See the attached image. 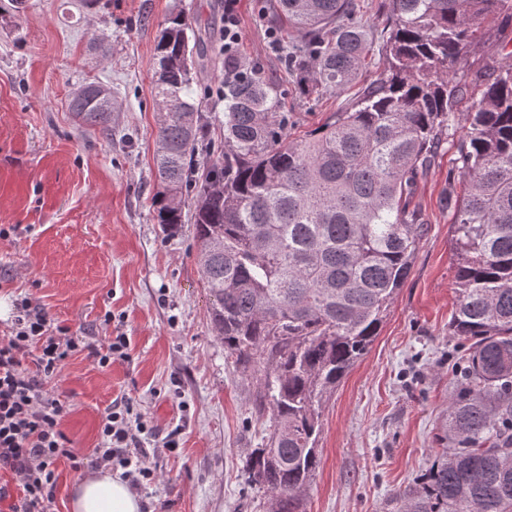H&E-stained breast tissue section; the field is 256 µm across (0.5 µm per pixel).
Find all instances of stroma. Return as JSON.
I'll list each match as a JSON object with an SVG mask.
<instances>
[{"instance_id":"obj_1","label":"stroma","mask_w":512,"mask_h":512,"mask_svg":"<svg viewBox=\"0 0 512 512\" xmlns=\"http://www.w3.org/2000/svg\"><path fill=\"white\" fill-rule=\"evenodd\" d=\"M181 10L211 31L224 26V0H29L0 22V338L23 297L84 342L128 336V360L104 367L76 351L47 383L73 447H98L103 417L126 397L159 430L141 437L156 471L137 490L142 512H272L243 473L270 432L254 405L257 377L227 362L212 327L194 225L170 234L153 218L154 47ZM270 10V0H240L238 58L279 85L298 138L350 106L378 69L310 100L268 49ZM96 39L101 49H91ZM223 80V64L203 57L192 96L215 122L203 167L224 147ZM90 82L112 93L111 135L68 108ZM455 157L445 146L419 183L412 204L428 227L410 274L368 352L322 405L321 461L303 512H394L395 492L421 481L446 445L453 370L468 355L448 329L458 290L443 196ZM174 428L180 446L170 450Z\"/></svg>"}]
</instances>
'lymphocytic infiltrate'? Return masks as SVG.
I'll return each mask as SVG.
<instances>
[{
    "mask_svg": "<svg viewBox=\"0 0 512 512\" xmlns=\"http://www.w3.org/2000/svg\"><path fill=\"white\" fill-rule=\"evenodd\" d=\"M82 342L79 336H54L45 314L26 298L10 335L0 339V472L18 491L9 512H51L57 462L68 460L76 471L84 465L87 457L71 448L60 428L63 407L47 387ZM27 357L29 369L23 365ZM146 430L131 401L114 403L101 426V445L89 458L97 467L121 469L130 485L151 483L155 471L136 445Z\"/></svg>",
    "mask_w": 512,
    "mask_h": 512,
    "instance_id": "1",
    "label": "lymphocytic infiltrate"
}]
</instances>
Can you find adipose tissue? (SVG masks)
I'll return each instance as SVG.
<instances>
[{"instance_id":"1","label":"adipose tissue","mask_w":512,"mask_h":512,"mask_svg":"<svg viewBox=\"0 0 512 512\" xmlns=\"http://www.w3.org/2000/svg\"><path fill=\"white\" fill-rule=\"evenodd\" d=\"M71 512H141L142 503L126 481L101 469L78 479L70 498Z\"/></svg>"}]
</instances>
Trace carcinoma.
Here are the masks:
<instances>
[{"mask_svg": "<svg viewBox=\"0 0 512 512\" xmlns=\"http://www.w3.org/2000/svg\"><path fill=\"white\" fill-rule=\"evenodd\" d=\"M383 69L352 107L302 139L260 71L224 58V151L199 169L208 120L191 99L204 37L180 11L156 38L158 223L193 220L211 320L238 369L260 376L271 412L248 482L300 512L320 465L323 402L379 334L427 229L411 206L444 144L456 148L451 214L458 302L449 324L469 343L448 406V447L397 512H512V51L465 72L484 25L512 0H385ZM303 94L347 88L370 63L356 0H275L267 21ZM466 105L459 137L452 113ZM79 121L112 131V94L77 89Z\"/></svg>", "mask_w": 512, "mask_h": 512, "instance_id": "obj_1", "label": "carcinoma"}]
</instances>
